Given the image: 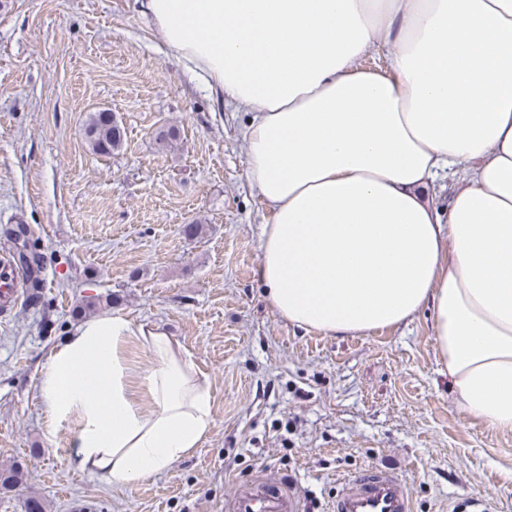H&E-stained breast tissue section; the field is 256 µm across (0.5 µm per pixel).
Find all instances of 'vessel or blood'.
I'll return each instance as SVG.
<instances>
[{
	"label": "vessel or blood",
	"mask_w": 512,
	"mask_h": 512,
	"mask_svg": "<svg viewBox=\"0 0 512 512\" xmlns=\"http://www.w3.org/2000/svg\"><path fill=\"white\" fill-rule=\"evenodd\" d=\"M25 283L10 259L0 260V310L13 309ZM225 512H302L295 484L271 472L242 484L225 505ZM331 512H412L405 482L394 469L375 466L344 480L331 504Z\"/></svg>",
	"instance_id": "b4317fda"
}]
</instances>
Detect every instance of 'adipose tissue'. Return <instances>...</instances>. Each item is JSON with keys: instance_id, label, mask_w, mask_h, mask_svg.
<instances>
[{"instance_id": "1", "label": "adipose tissue", "mask_w": 512, "mask_h": 512, "mask_svg": "<svg viewBox=\"0 0 512 512\" xmlns=\"http://www.w3.org/2000/svg\"><path fill=\"white\" fill-rule=\"evenodd\" d=\"M173 58L246 110L269 211L256 276L305 330L362 335L432 312L462 411L512 432V0H140ZM382 48L386 72L362 68ZM467 165L440 219L425 190ZM136 344L151 358L133 371ZM38 392L84 471L132 485L187 457L210 388L166 332L86 320Z\"/></svg>"}]
</instances>
